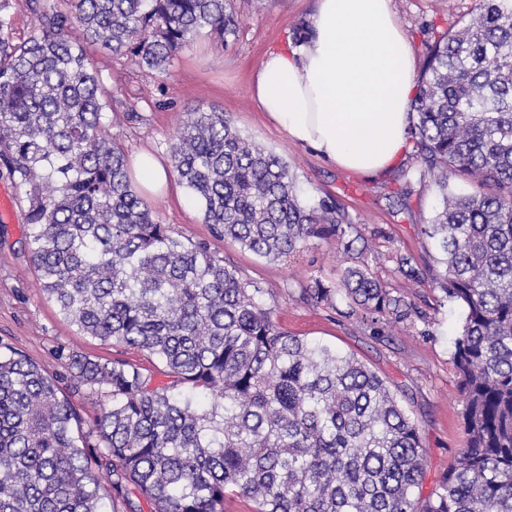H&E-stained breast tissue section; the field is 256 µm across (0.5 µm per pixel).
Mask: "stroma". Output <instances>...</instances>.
I'll return each instance as SVG.
<instances>
[{
    "label": "stroma",
    "mask_w": 512,
    "mask_h": 512,
    "mask_svg": "<svg viewBox=\"0 0 512 512\" xmlns=\"http://www.w3.org/2000/svg\"><path fill=\"white\" fill-rule=\"evenodd\" d=\"M477 0H391L405 31L415 70H422L426 45L469 18ZM237 30L218 42L201 29L171 61L166 72L143 69L126 55L92 46L89 57L101 73V94L113 142L126 156L152 151L171 165L169 145L188 113L221 112L239 133L287 162L297 197L307 207L338 208L371 245L370 272L416 309L403 323L364 320L347 301L316 304L304 290L315 281L339 287L356 253L334 240L311 239L293 258L270 261L228 239L213 237L200 206L173 181L169 192L149 198L159 221L184 239L208 242L226 265L264 290V301L279 326L310 341L354 355L384 378L415 420L424 448V478L415 496L426 499L454 463L463 444L462 403L453 362L454 339L461 330V305L444 297L432 279L439 252L424 233L439 205L433 175H421L413 152H405L386 173L366 175L323 161L311 148L292 143L258 108L252 93L255 75L269 50L286 46L298 25L308 23L314 0H229ZM409 187L406 201L396 192ZM25 206L15 200L0 213V344L9 345L45 368L59 372L57 347L107 359H125L152 368L140 351L80 335L42 291L22 242ZM406 257L419 276L397 270Z\"/></svg>",
    "instance_id": "35a3bbf8"
}]
</instances>
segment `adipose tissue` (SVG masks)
Segmentation results:
<instances>
[{"label": "adipose tissue", "mask_w": 512, "mask_h": 512, "mask_svg": "<svg viewBox=\"0 0 512 512\" xmlns=\"http://www.w3.org/2000/svg\"><path fill=\"white\" fill-rule=\"evenodd\" d=\"M304 42L270 50L253 94L292 142L364 174L408 147L414 60L391 0H316Z\"/></svg>", "instance_id": "ef3b65f1"}]
</instances>
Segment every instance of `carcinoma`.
I'll list each match as a JSON object with an SVG mask.
<instances>
[{"label": "carcinoma", "instance_id": "cac0c4a2", "mask_svg": "<svg viewBox=\"0 0 512 512\" xmlns=\"http://www.w3.org/2000/svg\"><path fill=\"white\" fill-rule=\"evenodd\" d=\"M11 8L0 0V166L27 204L41 288L81 335L146 352L168 381L62 346L55 377L0 352V512H224L227 494L255 512H512V0H479L427 46L411 105L416 157L442 191L424 228L434 281L465 311V445L421 506L418 427L387 382L282 330L262 288L160 223L106 127L85 45L161 73L197 31L234 32L227 0H31L19 42ZM169 151L214 237L269 260L313 238L354 250L353 225L301 206L288 164L224 113H188ZM451 178L473 191L454 194ZM338 291L373 323L416 314L363 259L341 288L316 281L307 294ZM63 381L112 403L86 420Z\"/></svg>", "mask_w": 512, "mask_h": 512}]
</instances>
